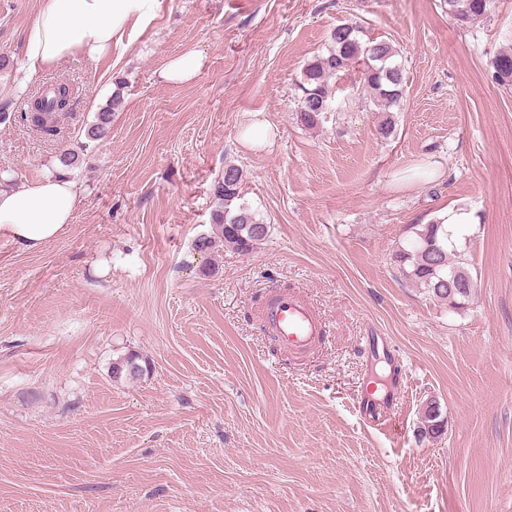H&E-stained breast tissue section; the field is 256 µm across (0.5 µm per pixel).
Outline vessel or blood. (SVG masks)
Returning a JSON list of instances; mask_svg holds the SVG:
<instances>
[{
  "instance_id": "obj_1",
  "label": "vessel or blood",
  "mask_w": 512,
  "mask_h": 512,
  "mask_svg": "<svg viewBox=\"0 0 512 512\" xmlns=\"http://www.w3.org/2000/svg\"><path fill=\"white\" fill-rule=\"evenodd\" d=\"M265 327L280 348L290 354H304L318 347L324 336V322L315 306L297 292H282L267 300L260 309ZM392 401L365 392L358 403L360 413H376L378 424H386Z\"/></svg>"
}]
</instances>
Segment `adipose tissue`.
I'll list each match as a JSON object with an SVG mask.
<instances>
[{
    "label": "adipose tissue",
    "instance_id": "1",
    "mask_svg": "<svg viewBox=\"0 0 512 512\" xmlns=\"http://www.w3.org/2000/svg\"><path fill=\"white\" fill-rule=\"evenodd\" d=\"M156 0H43L24 42L28 77L79 55L91 62L109 57L129 23L147 25ZM82 203L75 183L49 174L18 189H0V239L37 251L58 239Z\"/></svg>",
    "mask_w": 512,
    "mask_h": 512
}]
</instances>
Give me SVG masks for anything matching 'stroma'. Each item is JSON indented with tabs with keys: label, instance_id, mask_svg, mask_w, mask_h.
I'll list each match as a JSON object with an SVG mask.
<instances>
[{
	"label": "stroma",
	"instance_id": "obj_1",
	"mask_svg": "<svg viewBox=\"0 0 512 512\" xmlns=\"http://www.w3.org/2000/svg\"><path fill=\"white\" fill-rule=\"evenodd\" d=\"M442 0H157L110 58L79 56L25 79L22 50L41 0H0V91L15 112L77 90L62 143L0 125L14 187L80 146L84 201L41 251L0 240V512H512V91L490 61L512 44V0L459 25ZM389 40L405 68L394 133L379 109L338 90L321 126L297 123L304 65L336 25ZM196 50L197 78L167 60ZM122 88L112 135L83 128ZM278 129L242 148L251 113ZM243 170L265 223L254 252L213 257V185ZM463 206L456 253L476 283L449 310L404 279L409 227ZM298 289L326 338L295 359L256 309ZM389 338L403 379L393 427L366 421L365 388L388 385L365 337ZM149 358L112 382L113 359ZM435 401L443 433L422 435ZM204 65V57L197 51H188L170 58L162 69L161 78L168 82L185 84L193 81ZM151 371V363L139 354L130 353L124 357H118L112 362L110 374L112 380L134 381L140 380Z\"/></svg>",
	"mask_w": 512,
	"mask_h": 512
}]
</instances>
